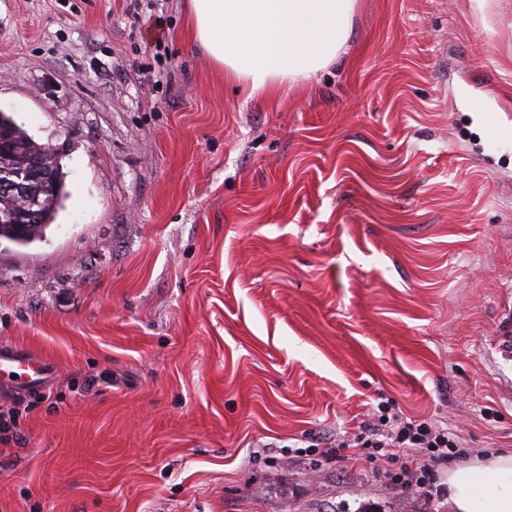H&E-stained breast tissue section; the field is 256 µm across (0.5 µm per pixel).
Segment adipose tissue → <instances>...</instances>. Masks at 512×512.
<instances>
[{
    "instance_id": "1",
    "label": "adipose tissue",
    "mask_w": 512,
    "mask_h": 512,
    "mask_svg": "<svg viewBox=\"0 0 512 512\" xmlns=\"http://www.w3.org/2000/svg\"><path fill=\"white\" fill-rule=\"evenodd\" d=\"M196 40L228 76L269 103L344 52L356 0H189ZM448 512H512V453L449 467Z\"/></svg>"
}]
</instances>
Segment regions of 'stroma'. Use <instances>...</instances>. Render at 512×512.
I'll return each mask as SVG.
<instances>
[{"label": "stroma", "mask_w": 512, "mask_h": 512, "mask_svg": "<svg viewBox=\"0 0 512 512\" xmlns=\"http://www.w3.org/2000/svg\"><path fill=\"white\" fill-rule=\"evenodd\" d=\"M185 4L156 86L124 0H0V112L68 192L0 241V345L54 367L0 379V512H445L293 451L385 399L512 452V0H358L278 104Z\"/></svg>", "instance_id": "obj_1"}]
</instances>
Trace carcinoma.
I'll use <instances>...</instances> for the list:
<instances>
[{
  "instance_id": "obj_1",
  "label": "carcinoma",
  "mask_w": 512,
  "mask_h": 512,
  "mask_svg": "<svg viewBox=\"0 0 512 512\" xmlns=\"http://www.w3.org/2000/svg\"><path fill=\"white\" fill-rule=\"evenodd\" d=\"M0 131L9 136L12 144L0 152V181L21 173L53 186L35 204L0 191V239L27 247L43 238L55 218L65 185L64 172L61 162L49 157L45 144L37 142L5 112H0Z\"/></svg>"
}]
</instances>
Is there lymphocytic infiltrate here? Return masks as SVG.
Instances as JSON below:
<instances>
[{
  "label": "lymphocytic infiltrate",
  "mask_w": 512,
  "mask_h": 512,
  "mask_svg": "<svg viewBox=\"0 0 512 512\" xmlns=\"http://www.w3.org/2000/svg\"><path fill=\"white\" fill-rule=\"evenodd\" d=\"M336 449L366 462L389 485L413 492L432 487L440 494L445 468L472 453L466 439L447 424L405 419L387 401L378 403L358 434L337 440Z\"/></svg>",
  "instance_id": "f902f5d3"
}]
</instances>
